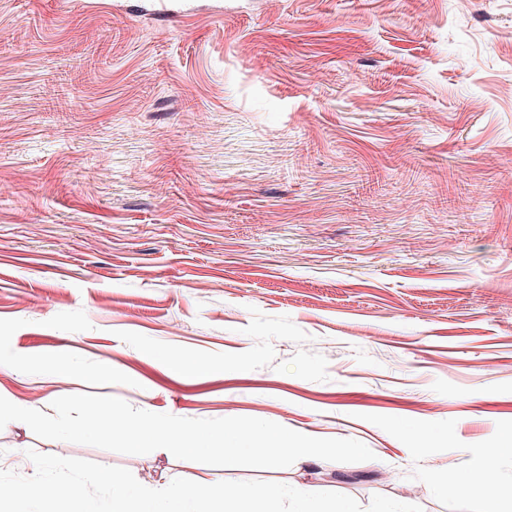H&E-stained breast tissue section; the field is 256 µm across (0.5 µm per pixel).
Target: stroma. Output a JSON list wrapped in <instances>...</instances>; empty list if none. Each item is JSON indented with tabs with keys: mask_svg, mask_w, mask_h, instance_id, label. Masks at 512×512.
Wrapping results in <instances>:
<instances>
[{
	"mask_svg": "<svg viewBox=\"0 0 512 512\" xmlns=\"http://www.w3.org/2000/svg\"><path fill=\"white\" fill-rule=\"evenodd\" d=\"M0 355L47 414L92 393L374 454L221 468L9 424L0 470L487 512L432 488L512 474V0H0Z\"/></svg>",
	"mask_w": 512,
	"mask_h": 512,
	"instance_id": "stroma-1",
	"label": "stroma"
}]
</instances>
